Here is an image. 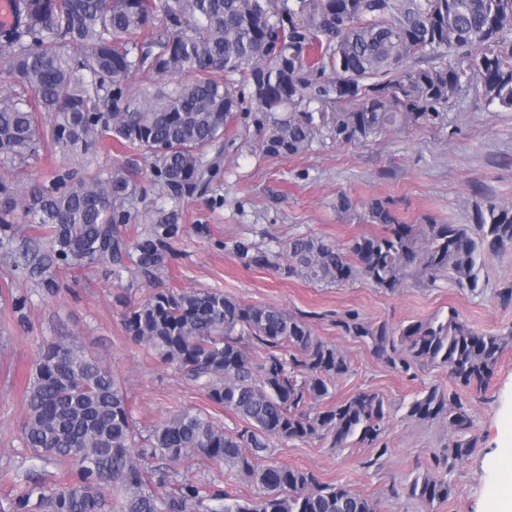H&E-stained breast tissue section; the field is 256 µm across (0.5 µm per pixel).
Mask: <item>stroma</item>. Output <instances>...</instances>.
<instances>
[{
    "label": "stroma",
    "mask_w": 512,
    "mask_h": 512,
    "mask_svg": "<svg viewBox=\"0 0 512 512\" xmlns=\"http://www.w3.org/2000/svg\"><path fill=\"white\" fill-rule=\"evenodd\" d=\"M301 108L317 115L320 127L306 151L288 157L262 149L272 115L234 114L223 141L206 153L216 165L208 186L181 203L185 232L156 285L221 291L242 304L273 306L305 321L349 366L330 385L326 401L310 403V412L359 391L383 400V431L373 446L353 438L338 446L329 434L305 442L273 438L260 464L301 469L321 483L346 486L376 501L379 512H487L498 488L500 451L512 443V344L477 391L458 386L447 366L422 362L404 350L400 363L390 364L377 357L370 340L344 334L337 322L355 313L371 325H386L396 338L410 324L454 312L478 332L511 331L512 300H503L500 292L512 284V248L478 257L475 287L412 277L390 293L363 277L326 285L283 269L249 266L238 247L280 252L301 235L347 246L381 233V225L363 218L375 200L408 224L431 218L474 226L475 210L486 201L512 205V109L487 103L472 83L428 117L346 143L332 132L337 112L332 100L309 88ZM341 195L351 199L352 211L337 210ZM32 236L20 229L11 253L0 252V512H10L11 498L33 483L58 481L57 467L37 459L24 442L25 389L47 344L77 340L110 367L129 396L141 435L183 410L208 414L229 432L241 428V420L212 403L174 365L126 335V305L141 301L149 284L107 277L96 264L77 280L61 272L58 292L47 294L37 277L15 269ZM433 388L460 396L469 430H456L440 418L409 417L411 404ZM469 439L476 442L474 451L446 472L447 499L429 503L410 495L414 478L433 470L445 448ZM143 464L167 466V494L187 481L240 499L257 493L224 464L201 456L168 464L148 456Z\"/></svg>",
    "instance_id": "obj_1"
}]
</instances>
